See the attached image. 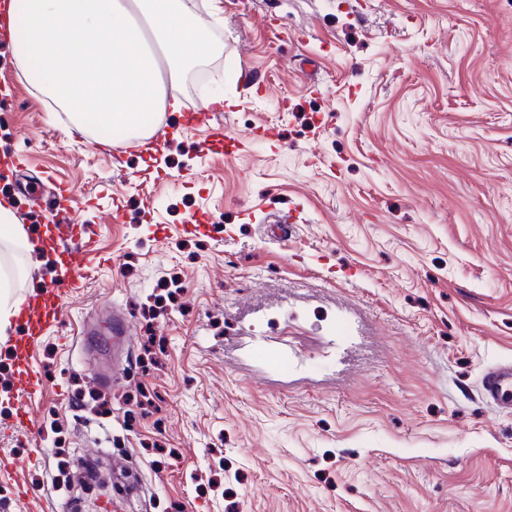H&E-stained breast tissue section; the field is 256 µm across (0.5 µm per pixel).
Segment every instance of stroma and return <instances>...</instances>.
Returning <instances> with one entry per match:
<instances>
[{
  "instance_id": "35a3bbf8",
  "label": "stroma",
  "mask_w": 512,
  "mask_h": 512,
  "mask_svg": "<svg viewBox=\"0 0 512 512\" xmlns=\"http://www.w3.org/2000/svg\"><path fill=\"white\" fill-rule=\"evenodd\" d=\"M193 3L224 53L172 91L227 136L167 111L153 158L67 136L0 41V159L65 190L0 174L37 247L0 262L30 300L99 248L41 396L0 339V512H512V0ZM482 394L487 402L512 409V366L500 365L488 371L482 381Z\"/></svg>"
}]
</instances>
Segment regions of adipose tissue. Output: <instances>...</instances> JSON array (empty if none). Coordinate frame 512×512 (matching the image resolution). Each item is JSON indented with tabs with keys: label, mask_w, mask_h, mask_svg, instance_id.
<instances>
[{
	"label": "adipose tissue",
	"mask_w": 512,
	"mask_h": 512,
	"mask_svg": "<svg viewBox=\"0 0 512 512\" xmlns=\"http://www.w3.org/2000/svg\"><path fill=\"white\" fill-rule=\"evenodd\" d=\"M18 64L70 112V131L151 134L155 113L178 111L165 80L213 53L186 0H11Z\"/></svg>",
	"instance_id": "1"
}]
</instances>
